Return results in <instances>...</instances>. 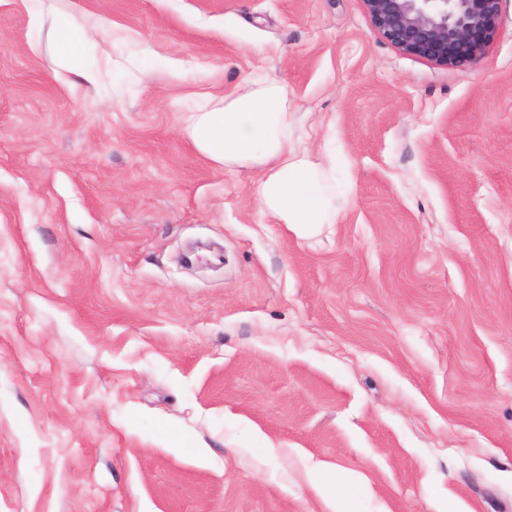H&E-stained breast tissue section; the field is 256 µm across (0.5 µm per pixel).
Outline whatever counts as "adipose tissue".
I'll list each match as a JSON object with an SVG mask.
<instances>
[{
    "label": "adipose tissue",
    "instance_id": "1",
    "mask_svg": "<svg viewBox=\"0 0 512 512\" xmlns=\"http://www.w3.org/2000/svg\"><path fill=\"white\" fill-rule=\"evenodd\" d=\"M62 56L71 70L94 80L88 63L96 51L93 34L68 16L59 18ZM285 88L275 82L225 96L222 105L204 104L187 119L186 132L197 149L224 167L248 166L258 179L259 214L268 224H285L313 234L337 223L336 157L293 141Z\"/></svg>",
    "mask_w": 512,
    "mask_h": 512
}]
</instances>
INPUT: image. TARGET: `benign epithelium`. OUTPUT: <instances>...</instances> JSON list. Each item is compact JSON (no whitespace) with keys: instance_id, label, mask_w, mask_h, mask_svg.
<instances>
[{"instance_id":"obj_1","label":"benign epithelium","mask_w":512,"mask_h":512,"mask_svg":"<svg viewBox=\"0 0 512 512\" xmlns=\"http://www.w3.org/2000/svg\"><path fill=\"white\" fill-rule=\"evenodd\" d=\"M379 36L403 53L448 64V47L484 52L479 34L496 24L498 0H362Z\"/></svg>"}]
</instances>
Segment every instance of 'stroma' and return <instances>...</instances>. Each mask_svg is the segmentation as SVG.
Wrapping results in <instances>:
<instances>
[{
	"mask_svg": "<svg viewBox=\"0 0 512 512\" xmlns=\"http://www.w3.org/2000/svg\"><path fill=\"white\" fill-rule=\"evenodd\" d=\"M255 79L336 155L317 235L184 132ZM320 468L351 512H512V0L448 65L361 0H0V512H329ZM57 33L66 64L85 80L94 81L95 73L88 67L97 47L94 35L84 32L69 16L59 18Z\"/></svg>",
	"mask_w": 512,
	"mask_h": 512,
	"instance_id": "obj_1",
	"label": "stroma"
}]
</instances>
